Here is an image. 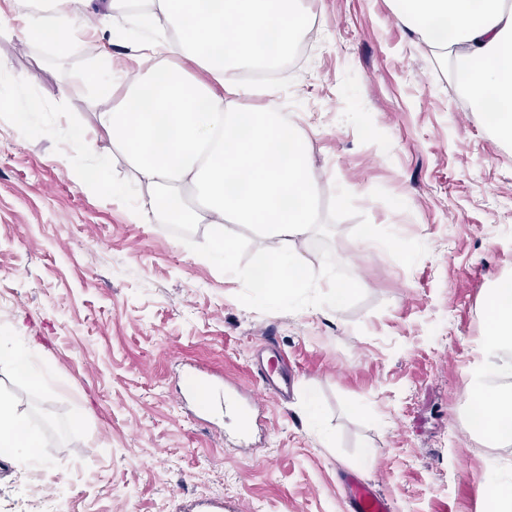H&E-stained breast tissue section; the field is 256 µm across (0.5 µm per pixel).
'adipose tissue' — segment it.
Wrapping results in <instances>:
<instances>
[{
    "label": "adipose tissue",
    "instance_id": "ef3b65f1",
    "mask_svg": "<svg viewBox=\"0 0 512 512\" xmlns=\"http://www.w3.org/2000/svg\"><path fill=\"white\" fill-rule=\"evenodd\" d=\"M301 0H27L19 13L0 11V32L29 39L49 31L77 37L89 10L98 14L101 56L112 59V29L143 27L132 51L141 60L137 78L91 80L102 102L93 114L94 138L77 135L79 152L108 138L145 192L131 215L135 224H247L264 258L250 280L278 297L303 288L312 277L292 244L319 223L317 175L308 137L284 119L272 89L239 81L242 69L271 68L309 16ZM397 18L451 62L452 76L471 112L490 124L492 138L512 144V0H396ZM264 94L260 106L249 100ZM489 326L480 363L465 386L479 405L480 431L495 437L512 421V395L489 380L511 374L497 363L512 341V274L491 285ZM33 433L13 403L0 397V447L32 458Z\"/></svg>",
    "mask_w": 512,
    "mask_h": 512
}]
</instances>
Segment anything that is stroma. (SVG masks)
Masks as SVG:
<instances>
[{
    "instance_id": "35a3bbf8",
    "label": "stroma",
    "mask_w": 512,
    "mask_h": 512,
    "mask_svg": "<svg viewBox=\"0 0 512 512\" xmlns=\"http://www.w3.org/2000/svg\"><path fill=\"white\" fill-rule=\"evenodd\" d=\"M304 7L318 35L277 100L321 175V222L299 248L316 277L277 301L247 278L263 257L252 228L225 225L234 249L208 258L211 225L130 222L142 188L107 139L71 150L100 106L96 38L49 51L0 34V336L31 337L45 373L0 366V396L40 437L35 464L0 453V512H345L348 472L395 512H487L486 487L512 478V451L490 454L465 396L490 284L512 273V145L393 0ZM369 225L399 237L360 248ZM273 351L293 381L264 398L253 448L178 406L188 364L252 388Z\"/></svg>"
}]
</instances>
